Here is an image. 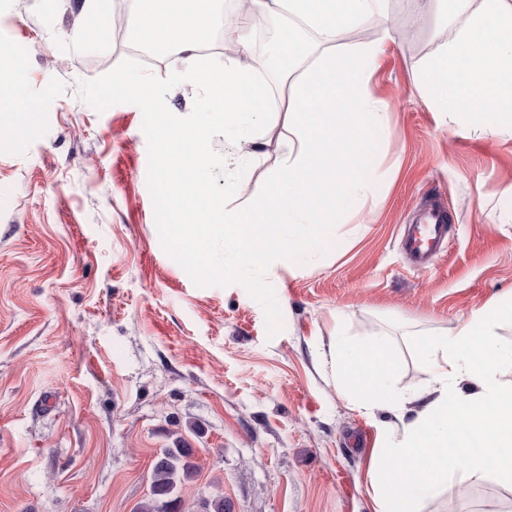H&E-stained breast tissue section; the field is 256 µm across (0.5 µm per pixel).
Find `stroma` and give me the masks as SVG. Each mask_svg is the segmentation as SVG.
<instances>
[{
	"mask_svg": "<svg viewBox=\"0 0 512 512\" xmlns=\"http://www.w3.org/2000/svg\"><path fill=\"white\" fill-rule=\"evenodd\" d=\"M81 0H0V62L27 56L24 99L0 82V512H134L159 449L181 433L200 470L185 505L221 489L233 512H375L368 460L392 413L355 409L317 363L336 311L348 335L388 333L399 386L427 379L414 342L512 291V135L482 139L432 111L415 83L455 35L446 13L388 0L394 42L371 86L388 104L374 191L347 205L326 250L267 272L284 328L237 282L197 286L163 249L142 113L97 111L78 84L126 58ZM288 132L260 150L208 144L243 189L269 181ZM450 249L413 271L400 229L430 201ZM449 478L431 512H512V486Z\"/></svg>",
	"mask_w": 512,
	"mask_h": 512,
	"instance_id": "35a3bbf8",
	"label": "stroma"
}]
</instances>
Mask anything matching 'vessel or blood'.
I'll use <instances>...</instances> for the list:
<instances>
[{
  "label": "vessel or blood",
  "instance_id": "vessel-or-blood-1",
  "mask_svg": "<svg viewBox=\"0 0 512 512\" xmlns=\"http://www.w3.org/2000/svg\"><path fill=\"white\" fill-rule=\"evenodd\" d=\"M450 217L439 204H427L418 220L402 233L405 252L413 270L427 269L434 257L443 252L448 239Z\"/></svg>",
  "mask_w": 512,
  "mask_h": 512
}]
</instances>
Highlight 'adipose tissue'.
I'll return each instance as SVG.
<instances>
[{"label":"adipose tissue","mask_w":512,"mask_h":512,"mask_svg":"<svg viewBox=\"0 0 512 512\" xmlns=\"http://www.w3.org/2000/svg\"><path fill=\"white\" fill-rule=\"evenodd\" d=\"M470 3L448 0L464 21L423 70L417 91L434 111L458 115L476 135L495 138L512 131V0H481L475 9ZM279 10L299 21L281 54L306 55L310 33L322 49L306 79L292 85L283 109L291 138L280 172L243 195V170L226 171L223 222L201 211L197 223L169 227L173 240L192 246L197 257L223 241L228 265L238 271L258 263L272 268L286 259L301 263L324 248L346 203L370 189L371 142L387 118V103L371 92L374 69L393 39L387 0H249V21L259 24ZM370 20L381 28L380 38L339 50L345 32ZM205 92L191 125L197 157H204L217 127L225 140L260 145L273 112L260 107L267 89L252 69L225 61ZM507 321L512 293L416 342L431 379L407 393L395 385L397 356L388 335L362 344L338 328L320 350L319 364L357 409L370 414L418 406L400 430H385L372 452L368 476L379 512H425L459 468L474 482L492 476L512 485V461L497 460L501 449L512 447V384L499 379L500 366L512 362V351L498 342ZM474 422L493 440L465 458L461 450L469 442L461 428Z\"/></svg>","instance_id":"ef3b65f1"}]
</instances>
